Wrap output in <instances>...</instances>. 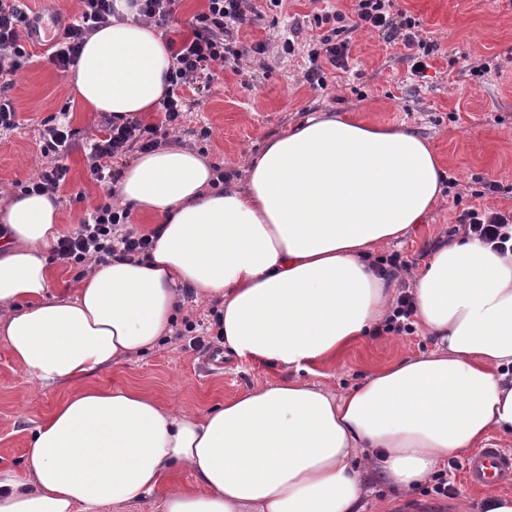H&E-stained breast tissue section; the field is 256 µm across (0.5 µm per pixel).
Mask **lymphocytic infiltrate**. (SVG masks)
Returning <instances> with one entry per match:
<instances>
[{"instance_id": "f902f5d3", "label": "lymphocytic infiltrate", "mask_w": 512, "mask_h": 512, "mask_svg": "<svg viewBox=\"0 0 512 512\" xmlns=\"http://www.w3.org/2000/svg\"><path fill=\"white\" fill-rule=\"evenodd\" d=\"M80 2L78 16L59 15L53 19L59 39L51 43L48 58L62 72L78 64L86 40L100 28L111 25L115 15L113 0ZM355 2L354 13L350 16L328 7L314 14L313 21L323 33L308 52L305 79L309 85L322 89L331 74L348 72L350 35L356 31H377L387 40L402 42L409 52L412 75L425 77L429 59L437 46L416 34L415 19L403 13H391L390 0ZM255 13L251 0H207L206 9L192 17L190 36L171 53L169 87L160 104L162 125L179 124L186 106L181 94L183 88H209L215 78V68L233 66L244 58L268 53V44L247 45L236 36ZM39 21V16L29 14L24 0H0V130H12L18 125L8 95L10 86L5 79L15 75L23 59L28 58L26 46L32 35L38 33ZM159 127L136 120L120 125L106 123L102 134L90 140L88 160L92 175L103 183L114 182L112 158L155 149L159 145ZM73 136V130L64 122L44 130L40 153L47 164L36 177L18 182L20 192L48 194L65 182L68 168L62 159L72 145ZM458 221L467 232L494 244L500 252L512 247V212L472 206L461 212ZM149 245V235L131 228L129 209L115 206L106 199L89 209L74 232L59 239L55 252L59 259L80 265L89 260L99 263L113 256L139 255Z\"/></svg>"}]
</instances>
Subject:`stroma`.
Segmentation results:
<instances>
[{
	"instance_id": "stroma-1",
	"label": "stroma",
	"mask_w": 512,
	"mask_h": 512,
	"mask_svg": "<svg viewBox=\"0 0 512 512\" xmlns=\"http://www.w3.org/2000/svg\"><path fill=\"white\" fill-rule=\"evenodd\" d=\"M316 0H283L260 20L244 25L240 41L278 45L295 41L291 55L272 53L223 68L203 91L185 90L186 112L162 143L185 148L207 147L208 158L225 173H243L248 152L266 139L316 112H349L361 121L386 127H406L429 140L448 175L456 180L461 205L445 199L424 224L404 240L378 252L377 261L391 253L422 263L427 249L450 236L461 206L512 211V0H392V8L416 18L421 34L438 45L426 78L411 75L403 45L378 34L358 31L352 36L350 70L313 89L304 75L307 48L314 31L309 22ZM13 78L9 97L19 125L0 131V204L14 193L15 182L32 177L43 158L39 141L45 124L67 111L75 143L64 156L69 172L56 193L63 234L76 230L90 206L107 187L92 176L87 143L97 135L103 113L83 111L69 93L68 74L45 59L40 47ZM489 63L481 76L472 66ZM211 136L200 142L202 128ZM495 181L499 192L484 193ZM433 347L422 330L366 339L350 347L338 363L319 367L314 379L342 391L373 371L409 354ZM280 370L242 361L233 355L191 347L188 338L169 337L155 350L91 378L99 386L121 385L146 391L161 404L204 410L244 390L280 379ZM64 396L62 388L30 380L0 342V469L20 470L30 429ZM452 497L422 485L401 512H448L450 498L467 499L470 512H484L483 494L463 480V458L453 460Z\"/></svg>"
}]
</instances>
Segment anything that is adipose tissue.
Returning <instances> with one entry per match:
<instances>
[{
    "label": "adipose tissue",
    "mask_w": 512,
    "mask_h": 512,
    "mask_svg": "<svg viewBox=\"0 0 512 512\" xmlns=\"http://www.w3.org/2000/svg\"><path fill=\"white\" fill-rule=\"evenodd\" d=\"M114 7L122 21L88 39L72 82L86 111L120 123L157 107L171 51L130 0ZM444 180L423 137L341 112L267 140L239 186L162 146L115 186L158 217L149 252L92 265L58 294L56 199L13 198L0 211V342L26 377L67 394L31 430L23 472L0 471V512L153 496L163 512H364L376 482L392 495L375 512H393L491 431L512 433V254L468 234L431 247L413 279L434 350L341 392L306 379L384 327L400 283L374 256L423 223ZM186 287L218 301L225 351L284 379L204 411L89 384L165 341ZM184 471L194 487L178 482Z\"/></svg>",
    "instance_id": "1"
}]
</instances>
